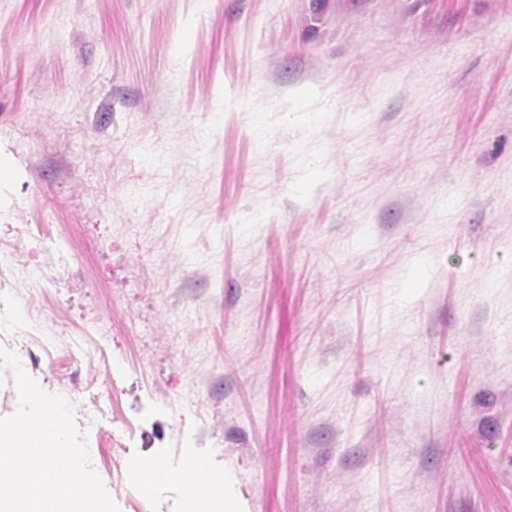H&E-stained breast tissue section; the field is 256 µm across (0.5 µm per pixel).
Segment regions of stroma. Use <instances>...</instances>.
Here are the masks:
<instances>
[{"mask_svg": "<svg viewBox=\"0 0 512 512\" xmlns=\"http://www.w3.org/2000/svg\"><path fill=\"white\" fill-rule=\"evenodd\" d=\"M21 223L38 334L109 332L87 447L178 473L151 512L196 453L244 512H512V0H0Z\"/></svg>", "mask_w": 512, "mask_h": 512, "instance_id": "35a3bbf8", "label": "stroma"}]
</instances>
